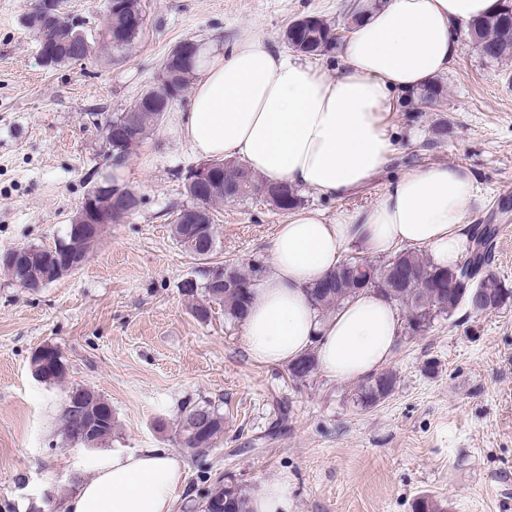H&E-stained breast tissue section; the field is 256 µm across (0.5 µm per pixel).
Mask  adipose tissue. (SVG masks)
Returning a JSON list of instances; mask_svg holds the SVG:
<instances>
[{
    "mask_svg": "<svg viewBox=\"0 0 512 512\" xmlns=\"http://www.w3.org/2000/svg\"><path fill=\"white\" fill-rule=\"evenodd\" d=\"M498 8V0H385L338 46L333 75L245 30L229 50L203 54L178 122L200 157L239 158L267 182L344 196L388 164L383 115L396 96L446 71L458 26ZM473 198L467 170L436 164L407 172L374 205L350 215L291 212L273 236L242 322L250 358L284 366L311 352L321 373L339 382L382 369L400 337L396 307L368 292L324 315L308 288L355 247L374 255L423 248L438 265L455 263L469 241ZM72 466L85 478L63 512H174L186 479L183 457L166 448L103 450L76 456Z\"/></svg>",
    "mask_w": 512,
    "mask_h": 512,
    "instance_id": "adipose-tissue-1",
    "label": "adipose tissue"
}]
</instances>
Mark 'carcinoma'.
I'll use <instances>...</instances> for the list:
<instances>
[{"mask_svg":"<svg viewBox=\"0 0 512 512\" xmlns=\"http://www.w3.org/2000/svg\"><path fill=\"white\" fill-rule=\"evenodd\" d=\"M103 25L97 36L83 38L82 26L64 12L55 16L51 23L41 29H33L36 38L46 42L51 66H61L84 61L103 47L115 51L127 50L142 33L140 29L126 30L125 37L118 43L112 42L109 32L130 16L142 15L141 0H103ZM305 38L301 43L294 41L292 27L284 33L285 42L295 51L307 56H325L336 51L341 38L336 36V25L317 15L303 16ZM469 39L475 42H495L498 52L489 56L498 60L512 56V20L502 12L474 19L468 23ZM200 58L195 54L186 64L176 63L168 58L162 61L156 90L163 96L182 95L194 77V70ZM444 97V87L438 82L409 94L411 102L429 108ZM129 111L134 113L132 130L119 143H110L106 153L109 158L126 160L133 147L140 144L150 132L159 128L164 116L139 102H134ZM224 193L211 198V208L216 210L226 200L245 198L259 194L273 208L288 212L297 209L303 199L298 192L286 184H267L259 181L257 175L243 164L235 161L224 162L222 168ZM497 228L493 224H481L471 234V246L453 265L440 266L411 250H400L378 264L363 261L358 256L343 259L330 274L329 280H322L308 288V295L316 309L330 313L341 304L362 291L378 293L407 310L408 330L414 334L425 331L436 317L452 314L468 299L474 288H479L484 299L482 310L496 309L512 299V288L499 280L487 269L489 254L493 247ZM263 273L262 266L253 264L247 271L220 265V276L224 283L220 287L210 286L213 270L207 269L204 281L198 284L186 280L183 293L195 296L203 290L205 300L192 306L194 316L206 321L211 316L212 304L224 306V315L241 321L252 303L254 288ZM313 355L288 366L292 380L305 381L317 370ZM66 375L63 357L58 365L48 370L39 369L38 378L45 383L62 381ZM396 386V377L390 372L379 373L368 379L358 389V400L366 407L389 397ZM63 431L73 442L95 450L112 436V407L87 387H77L68 392L63 407ZM180 446L189 453L198 455L206 452L224 434V414L206 400L190 401L184 404L178 421ZM249 494L239 483H219L207 490L199 503L200 512H249Z\"/></svg>","mask_w":512,"mask_h":512,"instance_id":"obj_1","label":"carcinoma"}]
</instances>
